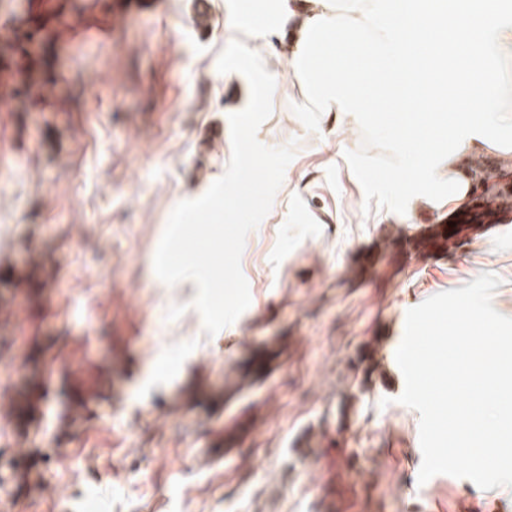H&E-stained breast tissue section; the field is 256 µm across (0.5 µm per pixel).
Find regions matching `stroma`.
<instances>
[{"mask_svg":"<svg viewBox=\"0 0 512 512\" xmlns=\"http://www.w3.org/2000/svg\"><path fill=\"white\" fill-rule=\"evenodd\" d=\"M234 0H0L21 39L50 28L41 62L0 58L26 94L0 110V277L39 266L42 307L15 295L0 320V396L31 337L57 340L52 380L118 360L104 399L76 420L49 400L39 426L0 414V487L12 512H512V489L438 475L418 484V412L398 404L403 311L483 272L512 317V212L427 257L391 246L448 224L419 199L397 214L366 205L334 113L317 131L294 114L303 90L282 71L286 35L257 41ZM100 29L74 36L77 22ZM280 75L257 139L295 143L273 206L241 257L251 304L207 335L194 288L169 286L153 259L180 201L202 196L232 154L228 116L248 80L222 74L231 40ZM54 87L55 101L39 96ZM185 305L176 321L170 306Z\"/></svg>","mask_w":512,"mask_h":512,"instance_id":"35a3bbf8","label":"stroma"}]
</instances>
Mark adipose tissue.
<instances>
[{"label":"adipose tissue","instance_id":"ef3b65f1","mask_svg":"<svg viewBox=\"0 0 512 512\" xmlns=\"http://www.w3.org/2000/svg\"><path fill=\"white\" fill-rule=\"evenodd\" d=\"M257 0H236L237 11L251 14L253 23L251 35L255 38L264 37L266 32L275 27H286L291 32L290 53H297L302 33L308 19L322 14L333 17L335 9L320 4L319 0H308L305 9H298L295 0H274L272 12H264L257 8Z\"/></svg>","mask_w":512,"mask_h":512}]
</instances>
